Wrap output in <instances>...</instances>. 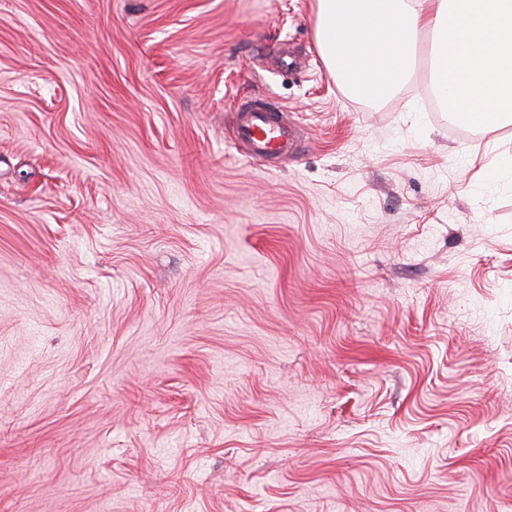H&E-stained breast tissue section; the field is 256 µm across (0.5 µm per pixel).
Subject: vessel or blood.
Segmentation results:
<instances>
[{
    "label": "vessel or blood",
    "instance_id": "obj_1",
    "mask_svg": "<svg viewBox=\"0 0 512 512\" xmlns=\"http://www.w3.org/2000/svg\"><path fill=\"white\" fill-rule=\"evenodd\" d=\"M233 109L237 122L232 138L243 144L254 159L274 160L287 149L299 146L297 124L289 119L287 110L273 97L247 98L235 102Z\"/></svg>",
    "mask_w": 512,
    "mask_h": 512
}]
</instances>
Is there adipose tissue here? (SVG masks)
Instances as JSON below:
<instances>
[{
  "label": "adipose tissue",
  "instance_id": "adipose-tissue-1",
  "mask_svg": "<svg viewBox=\"0 0 512 512\" xmlns=\"http://www.w3.org/2000/svg\"><path fill=\"white\" fill-rule=\"evenodd\" d=\"M426 32L442 44L433 84L449 116L495 130L512 115V0H316L324 63L366 101L385 100L406 81Z\"/></svg>",
  "mask_w": 512,
  "mask_h": 512
}]
</instances>
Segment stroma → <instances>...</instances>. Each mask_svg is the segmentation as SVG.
<instances>
[{
	"label": "stroma",
	"mask_w": 512,
	"mask_h": 512,
	"mask_svg": "<svg viewBox=\"0 0 512 512\" xmlns=\"http://www.w3.org/2000/svg\"><path fill=\"white\" fill-rule=\"evenodd\" d=\"M315 11L0 0V512H512V120L426 111L427 39L351 96ZM237 122L232 139L243 144L251 157L260 161L279 158L288 148L298 147V125L273 97L247 98L233 106Z\"/></svg>",
	"instance_id": "stroma-1"
}]
</instances>
